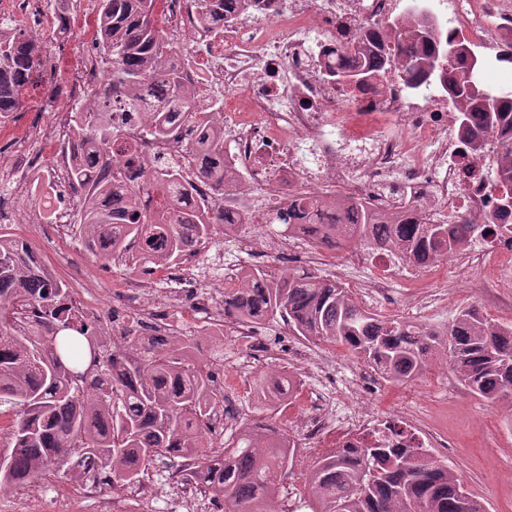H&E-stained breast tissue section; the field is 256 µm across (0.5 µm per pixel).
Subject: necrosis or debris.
Returning a JSON list of instances; mask_svg holds the SVG:
<instances>
[{"instance_id": "obj_1", "label": "necrosis or debris", "mask_w": 512, "mask_h": 512, "mask_svg": "<svg viewBox=\"0 0 512 512\" xmlns=\"http://www.w3.org/2000/svg\"><path fill=\"white\" fill-rule=\"evenodd\" d=\"M163 4V30L184 57L185 82L202 89V105L224 99L219 118L235 143L230 162L245 178L237 191L239 210L262 212L269 201L267 186L291 183L309 197L327 196L336 187L344 196L367 199L380 212L401 211L408 194L433 224H454L463 215L479 222L491 218L497 146L489 144L479 157L462 154L455 110L438 99L434 87L407 94L392 70L347 99L324 79L355 37L380 33L393 0H275L270 10L243 9L216 32L201 24L192 0ZM449 7V30L495 54L512 51V0H451ZM392 118L404 127L403 135L384 133ZM112 120L139 156L174 160L185 180L205 191L192 140L145 137L141 113L126 108L113 111ZM70 136V119L58 114L45 134L54 154L44 193H61L67 185L69 158L59 147ZM510 257L512 246L506 244L473 255L477 272L467 284L469 293L494 308L512 306V278L499 270L501 260ZM153 304L149 282L125 279L112 302L113 334L123 333L136 315L154 335H172V325L155 314ZM213 307L212 295L199 296L185 324L240 340L256 336L254 323L214 315ZM363 388L358 378L343 395L325 392L318 412L304 419L303 432L320 441L369 424L366 409L340 404L341 397H357ZM160 495L172 512H212L208 484L177 478L163 492L148 480L107 489L98 512H140Z\"/></svg>"}]
</instances>
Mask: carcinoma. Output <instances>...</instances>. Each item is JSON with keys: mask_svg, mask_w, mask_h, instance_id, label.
<instances>
[{"mask_svg": "<svg viewBox=\"0 0 512 512\" xmlns=\"http://www.w3.org/2000/svg\"><path fill=\"white\" fill-rule=\"evenodd\" d=\"M98 64L104 77L127 95L124 105L139 108L147 89L162 103L142 131L152 138L179 137L205 123L196 92L183 82L181 66L157 27V0H96ZM248 0H195L204 23L217 29ZM421 4L383 26L396 43L397 58L369 47L355 48L331 78L347 94L370 85L397 66L407 87L425 80L455 108L464 151L485 152L498 144L500 162L492 183L500 184L494 221L425 224L412 208L382 218L363 200H328L288 195L257 219L231 217L224 201L237 187L226 174L224 133L197 143L201 174L209 192L195 194L182 182L179 167L159 161L154 178L167 193L161 214L142 209L135 191L112 181V166L134 160L112 126V99L93 92L91 102L75 103V139L69 190L85 202L79 231L86 247L132 271L150 275L198 252L216 224H281L290 237L315 245L355 243L372 254L415 265L434 264L496 237L512 243V93L501 91L486 107L482 97L461 87L467 67L453 53L458 35L441 47L447 24L434 16L427 29ZM57 29L69 25V0H55ZM43 66L39 43L21 32L0 30V115L21 105V88ZM242 287L224 292V316L257 324L279 317L313 343L337 344L365 361L381 378L409 382L431 364L445 363L472 394L490 402L512 396V326L496 323L478 308L460 309L437 329L403 318H384L365 309L339 280L310 273L276 277L261 268L240 274ZM137 354L118 349L101 354L95 378L83 384L84 345L99 343L83 313L74 309L68 288L43 266L24 240L0 233V400L16 409L9 423L12 450L0 469V488L36 478L51 463L78 481L92 461L117 488L140 480L157 461H189L190 477L208 481L213 512H269V504L293 462L298 445L278 426L246 420L233 442L213 454L205 431L224 405L212 366L198 362L192 346L158 337L140 342ZM271 390L270 376L257 379L270 407L285 403L290 379ZM312 512H482L461 475L437 459L405 427L386 420L365 436L342 443L319 458L309 473Z\"/></svg>", "mask_w": 512, "mask_h": 512, "instance_id": "obj_1", "label": "carcinoma"}]
</instances>
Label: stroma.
Returning <instances> with one entry per match:
<instances>
[{"label":"stroma","instance_id":"1","mask_svg":"<svg viewBox=\"0 0 512 512\" xmlns=\"http://www.w3.org/2000/svg\"><path fill=\"white\" fill-rule=\"evenodd\" d=\"M54 2L43 0L41 20L36 35L44 52L59 51L61 56L76 63L85 59L93 47V34L70 29L66 34L55 33L53 25ZM74 99L63 82L47 80L42 96H26L12 123L22 131L23 139L0 137V181L4 189L0 195L14 198L17 206L16 223L0 226V231L23 238L40 257L46 269L63 281L69 291L82 292L89 309L97 313V323H104L112 314V292L128 277L121 265L107 262L85 247L79 232L60 238L48 201L36 202L13 181L10 167L18 151L31 157L27 168L31 181H38L49 166L50 153L41 136L55 121L57 114L70 112ZM365 265L371 272H383L389 278L385 298L372 305L371 310L382 316L409 318L410 293L417 275L416 267L394 263L380 256L365 254ZM435 274L447 285V303L435 308L423 318L424 324L441 327L455 313L474 305L466 283L471 270L456 261L438 263ZM183 306L166 308L165 318L178 325L177 340L193 344L199 361L212 364L218 380L228 381L238 376L245 362L251 361L263 345L276 346L287 351L297 344L296 336L280 335V322L262 324L252 341L243 343L234 337L206 336L182 323ZM339 363L336 384L344 386L355 377L366 376L367 384L358 403L372 414L374 420L399 419L416 426L429 436L434 455L458 471L469 491L482 500L486 512H512V401L489 402L466 391L454 373L445 366L429 367L417 379L398 383L371 374L368 365L351 356L344 348H337ZM320 383L306 378L303 394L290 400L277 413H268L254 384H247L237 401L239 418L271 417L276 425L285 418L301 417L314 411L320 396ZM299 453L292 471L282 483V492L292 493L295 512H311L307 492V477L317 454L303 432H296Z\"/></svg>","mask_w":512,"mask_h":512}]
</instances>
